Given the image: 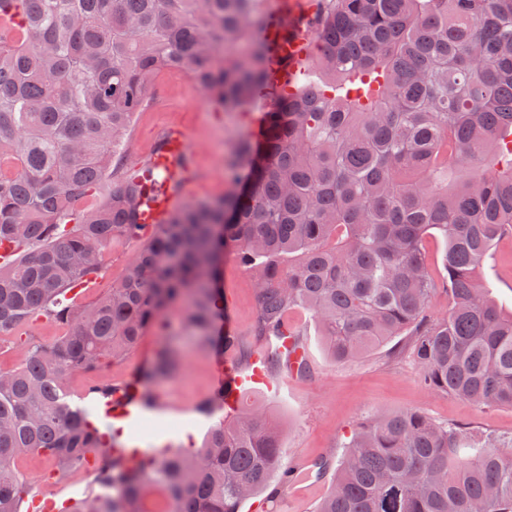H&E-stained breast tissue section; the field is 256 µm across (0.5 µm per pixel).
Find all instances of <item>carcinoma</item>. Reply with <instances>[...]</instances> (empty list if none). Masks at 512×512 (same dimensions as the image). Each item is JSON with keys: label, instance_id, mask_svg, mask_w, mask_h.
Here are the masks:
<instances>
[{"label": "carcinoma", "instance_id": "carcinoma-1", "mask_svg": "<svg viewBox=\"0 0 512 512\" xmlns=\"http://www.w3.org/2000/svg\"><path fill=\"white\" fill-rule=\"evenodd\" d=\"M309 34L327 76L273 99L243 139L232 191L141 224L142 174L114 156L153 75L177 69L218 107L266 88L267 45L254 0H0V343L24 349L0 371V512H24L29 452L60 473L105 437L66 400L65 380L168 331L182 302L213 343L224 259L256 280L254 335L270 339L307 309L329 358L346 362L412 338L425 388L512 408V313L479 278L512 232V0H319ZM104 189L102 204L77 203ZM445 241L444 275L424 240ZM148 237L124 279L96 301L63 296L94 282L112 246ZM448 293V313L428 315ZM65 328L22 339L37 318ZM162 347L142 375L172 374ZM282 426L261 407L220 420L197 448L130 464L105 454L112 495L69 512H142L162 489L173 512H242L281 469ZM316 512H512V448L418 411L374 414L345 445Z\"/></svg>", "mask_w": 512, "mask_h": 512}]
</instances>
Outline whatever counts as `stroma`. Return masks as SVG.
I'll use <instances>...</instances> for the list:
<instances>
[{
	"label": "stroma",
	"mask_w": 512,
	"mask_h": 512,
	"mask_svg": "<svg viewBox=\"0 0 512 512\" xmlns=\"http://www.w3.org/2000/svg\"><path fill=\"white\" fill-rule=\"evenodd\" d=\"M257 102H249L234 112L216 109L206 94L180 72H167L153 80L140 112L134 113L118 151L126 168H139L159 137L171 129L185 131L192 149V173L186 186L190 201L218 199L230 191L226 161L240 140L250 136ZM142 247L129 240L113 248L101 276L89 288L80 304L94 301L123 278L130 262ZM481 278L503 310H512V235L501 238L483 267ZM224 324L237 336L240 352H226L234 365L244 363L245 352L262 351L263 339L254 336L256 295L248 268L235 258L224 262ZM168 334L147 331L135 350L118 363L102 369V376L119 382L139 374L164 344L180 354V368L171 378L155 383L153 390L166 404L165 412L150 419L137 433H124L123 442L140 438L143 443H166L174 449L199 445L218 414H204L198 407L211 395V366L215 350L196 342L186 329L184 305H174L168 313ZM288 324L300 334L310 370L302 377L279 372L271 384L251 385L246 399L265 408L283 426L282 466L291 468L302 458L338 460L343 446L354 432L380 411L417 409L440 423H457L479 432L512 438V409L478 407L454 396L426 390L421 385V368L407 337L401 336L361 357L337 364L324 349L318 327L309 313L294 308ZM19 471L39 491L62 493L63 497L84 498L98 487L84 472L62 475L60 484L41 482L50 465L41 454L31 453L17 463Z\"/></svg>",
	"instance_id": "1"
}]
</instances>
